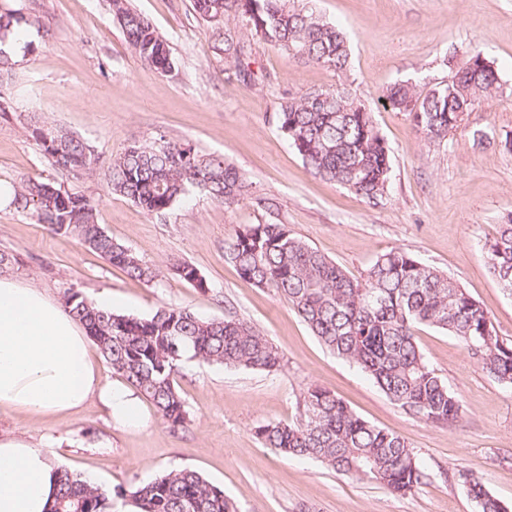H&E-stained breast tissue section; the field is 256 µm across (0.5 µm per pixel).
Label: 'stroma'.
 <instances>
[{"label":"stroma","mask_w":512,"mask_h":512,"mask_svg":"<svg viewBox=\"0 0 512 512\" xmlns=\"http://www.w3.org/2000/svg\"><path fill=\"white\" fill-rule=\"evenodd\" d=\"M168 40L169 74L145 68L112 20L107 0H17L46 26L24 30L14 47L16 87L8 119L0 118V184L60 179L29 135L31 120L74 133L100 156L94 177L64 180L71 191L99 199L98 222L113 240L159 266L153 283L132 279L80 245L51 233L9 203L0 204V251L17 255L8 276L55 298L68 289L137 317L185 307L203 318L236 313L275 346L273 372L183 361L177 378L189 421L172 430L147 401L142 422H110L98 400L45 424L1 410L0 435L45 447L59 468L96 484L131 487L173 470L198 471L239 512H475L453 480L463 469L512 505V386L482 371L448 333L421 328L417 344L462 402L451 424L407 415L360 370L326 351L279 294L242 279L224 254L244 224L288 225L292 233L363 279L377 255L394 247L453 277L491 315L512 343V296L490 273L480 247L512 214V0H295L339 26L350 47L349 89L372 112L391 150L388 198L382 205L316 177L278 130L284 94L302 95L338 81L319 65H297L251 40L257 85L224 80V56L192 0H131ZM482 51L501 87L439 143L427 141L406 113L386 102L395 82L428 93L447 83L449 61ZM189 141L224 156L252 183L253 200L226 207L202 196L178 203L167 217L149 216L129 198L109 193L108 167L129 144L157 137ZM192 264L207 281L200 291L172 264ZM334 391L356 414L405 437L432 477L396 497L378 484L337 474L307 459L279 455L253 434L258 423L298 417L308 387Z\"/></svg>","instance_id":"stroma-1"}]
</instances>
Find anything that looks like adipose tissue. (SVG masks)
Here are the masks:
<instances>
[{
    "label": "adipose tissue",
    "mask_w": 512,
    "mask_h": 512,
    "mask_svg": "<svg viewBox=\"0 0 512 512\" xmlns=\"http://www.w3.org/2000/svg\"><path fill=\"white\" fill-rule=\"evenodd\" d=\"M98 398L108 416L137 423L139 403L103 382L84 328L33 285L0 277V410L44 423ZM59 469L29 441L0 437V512H49Z\"/></svg>",
    "instance_id": "adipose-tissue-1"
}]
</instances>
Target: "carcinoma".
I'll list each match as a JSON object with an SVG mask.
<instances>
[{
    "label": "carcinoma",
    "mask_w": 512,
    "mask_h": 512,
    "mask_svg": "<svg viewBox=\"0 0 512 512\" xmlns=\"http://www.w3.org/2000/svg\"><path fill=\"white\" fill-rule=\"evenodd\" d=\"M113 19L129 45L151 70L170 73V46L128 0H108ZM195 13L214 26L224 25L227 80L254 81L246 58L248 45L232 33L235 21L295 64H318L344 76L349 47L336 25L291 0H193ZM42 28L40 17L0 5V114L7 115L13 70V35L21 26ZM474 51L456 66L457 80L421 95L408 81L387 89L390 104L409 115L433 142L444 140L464 113L499 88L493 66L479 63ZM281 133L304 163L323 180L340 184L377 205L387 199L389 147L373 113L344 84L286 94L276 113ZM52 168L92 176L99 156L80 137L48 125L28 127ZM108 186L147 214L162 218L186 196L198 193L227 207L253 196L252 182L221 155L202 154L189 142L159 137L133 143L112 157ZM11 205L55 234L72 236L130 278L153 282L161 270L108 235L97 221L90 197L51 182L24 180L13 185ZM491 274L512 295V216L496 237L482 246ZM240 276L259 288H272L297 313L317 340L337 357L357 365L406 414L431 423L451 424L462 413L460 399L435 373L420 351L421 327L457 337L479 366L512 386V344L500 339L486 309L451 276L403 248L379 255L358 281L335 261L295 236L285 224L239 227L226 247ZM175 273L200 290L206 280L188 263ZM69 312L84 327L100 353L155 412L177 430L188 420L176 376L185 359L272 371L282 355L254 325L236 315L204 319L187 308L162 307L149 318L101 308L78 291L64 296ZM260 444L291 457L314 459L343 475L379 484L402 496L430 479V471L406 439L358 416L334 392L311 386L292 422L266 421L254 427ZM455 480L476 512H509L481 477L459 470ZM129 497L136 512H237L224 491L194 470L171 471L126 489L94 485L61 471L50 512H111L112 496Z\"/></svg>",
    "instance_id": "obj_1"
}]
</instances>
